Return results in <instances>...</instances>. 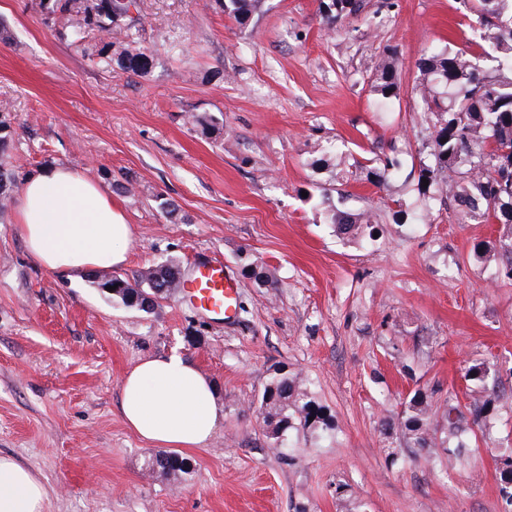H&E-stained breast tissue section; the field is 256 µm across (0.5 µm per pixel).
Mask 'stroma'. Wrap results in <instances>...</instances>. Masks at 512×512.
<instances>
[{
	"mask_svg": "<svg viewBox=\"0 0 512 512\" xmlns=\"http://www.w3.org/2000/svg\"><path fill=\"white\" fill-rule=\"evenodd\" d=\"M324 2L261 0L242 25L215 0H141L135 45L154 59L134 74L90 61L100 35L75 44L77 16L48 25L39 0H0L12 191L46 167L78 169L133 227L118 275L172 261L186 277L218 256L239 283L227 323L177 295L151 314L115 305L86 273L39 265L13 202L0 208V456L41 478L46 512H503L512 279L498 242L512 224L460 218L444 186L418 192L434 122L415 91L425 50L463 49L496 72L474 0H363L336 24ZM389 61L401 91L384 106L375 78ZM202 113L216 128L193 124ZM381 158L398 164L383 183ZM343 213L359 235H337ZM171 354L211 379L224 412L205 447L180 450L190 470L176 485L149 473L157 447L120 411L127 370ZM483 361L504 400L486 430L465 433L469 464L385 431L415 392L467 403L466 371ZM283 369L336 428L277 450L260 401Z\"/></svg>",
	"mask_w": 512,
	"mask_h": 512,
	"instance_id": "35a3bbf8",
	"label": "stroma"
}]
</instances>
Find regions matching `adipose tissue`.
Here are the masks:
<instances>
[{
	"label": "adipose tissue",
	"mask_w": 512,
	"mask_h": 512,
	"mask_svg": "<svg viewBox=\"0 0 512 512\" xmlns=\"http://www.w3.org/2000/svg\"><path fill=\"white\" fill-rule=\"evenodd\" d=\"M15 221L29 254L51 271L126 263L131 224L107 192L78 170L57 166L28 176ZM120 408L139 437L169 448H200L224 414L210 380L179 355L140 360L123 378ZM46 490L29 469L0 457V512H45Z\"/></svg>",
	"instance_id": "ef3b65f1"
}]
</instances>
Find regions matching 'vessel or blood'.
<instances>
[{
    "label": "vessel or blood",
    "mask_w": 512,
    "mask_h": 512,
    "mask_svg": "<svg viewBox=\"0 0 512 512\" xmlns=\"http://www.w3.org/2000/svg\"><path fill=\"white\" fill-rule=\"evenodd\" d=\"M180 292L194 309L215 321H230L237 313L238 283L216 258L197 261Z\"/></svg>",
    "instance_id": "1"
}]
</instances>
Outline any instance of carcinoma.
Returning a JSON list of instances; mask_svg holds the SVG:
<instances>
[{"label": "carcinoma", "mask_w": 512, "mask_h": 512, "mask_svg": "<svg viewBox=\"0 0 512 512\" xmlns=\"http://www.w3.org/2000/svg\"><path fill=\"white\" fill-rule=\"evenodd\" d=\"M76 0H40L47 20L73 12ZM363 0H332L336 23L355 15ZM228 16L242 21L257 10L261 0H216ZM138 8V0H97L92 12L83 18L84 28L105 34L101 46L92 54L98 66L112 62L134 73L149 64L145 50L129 49L125 39L131 26L120 25L129 8ZM472 22L483 34V53L495 57L501 78L484 74L472 56L449 48L434 49L420 59L422 82L419 93L426 111L436 114L431 132L433 162L421 169L420 178L428 185L445 184L448 197L466 216L487 220L491 217L512 224V0H476ZM375 90L382 102L399 95L400 83L395 66L388 64L376 78ZM180 270L172 262L149 267L131 278L94 274L91 283L108 299L126 308L152 313L160 302L177 291ZM116 286L113 291L109 286ZM466 381L470 402L462 406L450 394L443 413L432 401L415 393L405 402L398 417L404 438L430 457L448 464L469 462L467 448L450 441L468 429L486 426V420L498 411L500 398L496 376L484 364L470 366ZM260 408L268 437L281 446L290 433L305 430H332V416L308 391L305 380L294 372L274 376L264 389ZM447 422L448 435L437 438V417ZM500 491L505 504L512 507V448H503L496 456ZM149 472L160 473L177 482L187 473L188 462L171 453L156 452L149 459Z\"/></svg>", "instance_id": "obj_1"}]
</instances>
